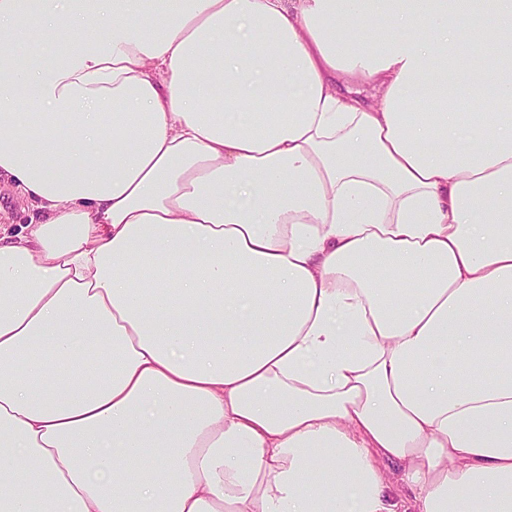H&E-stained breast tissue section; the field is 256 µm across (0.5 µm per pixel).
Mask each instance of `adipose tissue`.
Masks as SVG:
<instances>
[{
    "mask_svg": "<svg viewBox=\"0 0 512 512\" xmlns=\"http://www.w3.org/2000/svg\"><path fill=\"white\" fill-rule=\"evenodd\" d=\"M0 176V512H512V0H0ZM37 213L32 209L27 201L16 194L7 185L5 178H0V236L10 235L13 238L22 236L27 232V224H30L31 218ZM381 468L383 472H386L391 480L389 482L390 486L388 487V494L392 501L398 504L397 511H413L412 503L408 498L405 488L396 480L394 476V472L396 471L395 467L388 464L387 462H384L382 463Z\"/></svg>",
    "mask_w": 512,
    "mask_h": 512,
    "instance_id": "ef3b65f1",
    "label": "adipose tissue"
}]
</instances>
